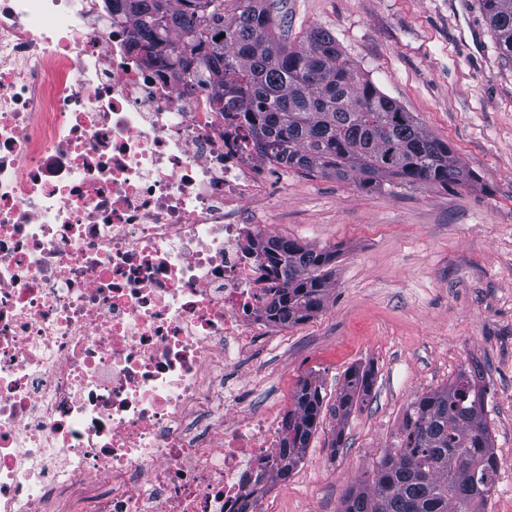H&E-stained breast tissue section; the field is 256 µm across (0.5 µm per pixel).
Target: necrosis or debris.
I'll list each match as a JSON object with an SVG mask.
<instances>
[{
    "label": "necrosis or debris",
    "mask_w": 512,
    "mask_h": 512,
    "mask_svg": "<svg viewBox=\"0 0 512 512\" xmlns=\"http://www.w3.org/2000/svg\"><path fill=\"white\" fill-rule=\"evenodd\" d=\"M108 0H0V512H237L277 164Z\"/></svg>",
    "instance_id": "1"
}]
</instances>
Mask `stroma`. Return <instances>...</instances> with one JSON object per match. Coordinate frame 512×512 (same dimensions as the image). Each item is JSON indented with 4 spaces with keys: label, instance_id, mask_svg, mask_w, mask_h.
Returning <instances> with one entry per match:
<instances>
[{
    "label": "stroma",
    "instance_id": "1",
    "mask_svg": "<svg viewBox=\"0 0 512 512\" xmlns=\"http://www.w3.org/2000/svg\"><path fill=\"white\" fill-rule=\"evenodd\" d=\"M277 32L313 28L357 71L413 112L477 172L474 187L365 191L288 170L271 234L339 251L323 309L267 341L255 410L286 413L304 380L324 396L304 462L274 483L264 512H339L398 436L408 405L480 364L485 412L502 463L487 512H512V63L477 0H269ZM372 368L366 402L332 413L347 370ZM340 448H333L334 437Z\"/></svg>",
    "mask_w": 512,
    "mask_h": 512
}]
</instances>
